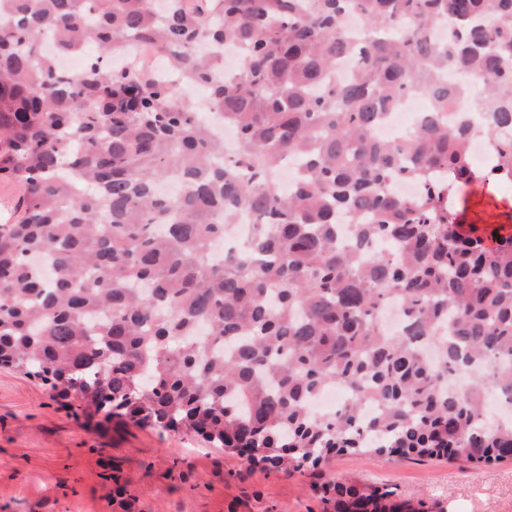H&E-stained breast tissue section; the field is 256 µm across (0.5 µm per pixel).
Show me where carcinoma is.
Masks as SVG:
<instances>
[{
  "mask_svg": "<svg viewBox=\"0 0 512 512\" xmlns=\"http://www.w3.org/2000/svg\"><path fill=\"white\" fill-rule=\"evenodd\" d=\"M47 36L85 54L79 73L42 53ZM141 42L166 66L114 65ZM224 48L240 52L229 80ZM474 81L482 115L375 139L403 92L451 110ZM213 124L234 128V153ZM477 128L491 178L471 165ZM503 129L512 0H0V179L24 190L19 221L0 224V366L75 398L88 425L194 432L287 473L345 451L511 460L512 419L481 397L512 392V234L466 230L451 207L463 185L512 180ZM398 176L419 195L394 194ZM242 211L248 238L213 261ZM389 297L398 333L380 318ZM489 359L499 372L448 388ZM332 384L348 403L314 411ZM109 479L125 508L131 480ZM322 489L401 512L389 492Z\"/></svg>",
  "mask_w": 512,
  "mask_h": 512,
  "instance_id": "cac0c4a2",
  "label": "carcinoma"
}]
</instances>
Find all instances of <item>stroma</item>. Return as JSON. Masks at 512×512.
Segmentation results:
<instances>
[{"label":"stroma","instance_id":"stroma-1","mask_svg":"<svg viewBox=\"0 0 512 512\" xmlns=\"http://www.w3.org/2000/svg\"><path fill=\"white\" fill-rule=\"evenodd\" d=\"M453 207L464 225L512 230V194L494 182L463 186ZM119 465L136 499L129 512H326L327 477L392 492L427 512H512V462H383L339 453L319 470L286 474L161 427L94 428L39 381L0 367V512H112Z\"/></svg>","mask_w":512,"mask_h":512}]
</instances>
